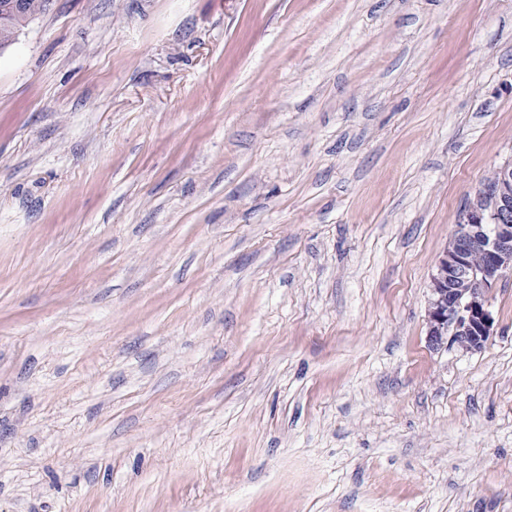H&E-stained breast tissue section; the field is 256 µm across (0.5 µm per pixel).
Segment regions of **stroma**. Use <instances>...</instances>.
Segmentation results:
<instances>
[{
  "label": "stroma",
  "instance_id": "35a3bbf8",
  "mask_svg": "<svg viewBox=\"0 0 512 512\" xmlns=\"http://www.w3.org/2000/svg\"><path fill=\"white\" fill-rule=\"evenodd\" d=\"M512 0H50L0 50V512H512ZM495 171L497 181L476 190L431 276L426 315L433 348L448 347V331L451 344L466 351L481 349L492 334L488 291L512 271V162ZM487 197L489 208L481 204Z\"/></svg>",
  "mask_w": 512,
  "mask_h": 512
}]
</instances>
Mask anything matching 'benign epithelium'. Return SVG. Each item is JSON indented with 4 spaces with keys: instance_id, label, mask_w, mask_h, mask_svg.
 <instances>
[{
    "instance_id": "1",
    "label": "benign epithelium",
    "mask_w": 512,
    "mask_h": 512,
    "mask_svg": "<svg viewBox=\"0 0 512 512\" xmlns=\"http://www.w3.org/2000/svg\"><path fill=\"white\" fill-rule=\"evenodd\" d=\"M476 190L431 276L428 342L479 350L492 334L488 291L512 271V162Z\"/></svg>"
}]
</instances>
